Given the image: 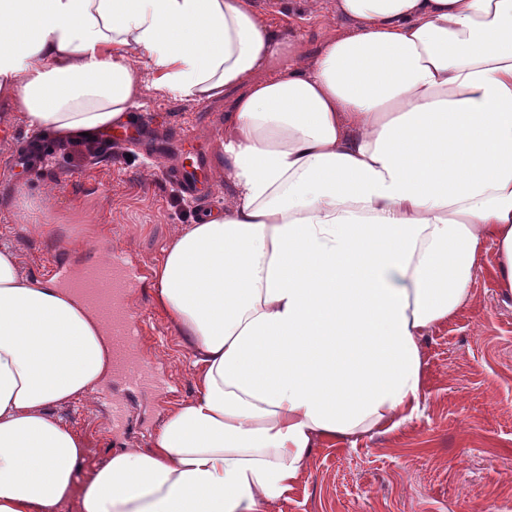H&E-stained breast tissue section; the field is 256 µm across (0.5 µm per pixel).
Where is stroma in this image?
Listing matches in <instances>:
<instances>
[{
    "label": "stroma",
    "instance_id": "stroma-1",
    "mask_svg": "<svg viewBox=\"0 0 512 512\" xmlns=\"http://www.w3.org/2000/svg\"><path fill=\"white\" fill-rule=\"evenodd\" d=\"M330 0H254L280 36L295 35L297 48L313 54L321 36L345 31ZM229 100L194 103L149 96L137 110L138 124L178 136L190 130L202 145L221 146ZM0 242L11 244L25 271L43 276L59 258L79 263L84 245L129 253L153 267L194 207L179 203L160 160L145 151H117L85 167L65 156L36 159L33 169L10 168L12 150L29 135L0 99ZM29 201H48L49 215L62 233L52 244L37 240L18 213L17 185ZM495 255L486 251L473 282V300L424 342L426 406L411 424L388 435L356 443L319 444L294 487L266 512H512V298L494 277ZM131 300L150 330L142 353L170 382L168 390L130 396L132 423H112L117 380L91 399L64 412L75 427L93 433L85 460L93 469L112 449L146 447L171 404L194 391L190 358L155 308L153 289L143 283Z\"/></svg>",
    "mask_w": 512,
    "mask_h": 512
}]
</instances>
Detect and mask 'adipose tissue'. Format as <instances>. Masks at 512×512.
Instances as JSON below:
<instances>
[{
	"label": "adipose tissue",
	"instance_id": "obj_1",
	"mask_svg": "<svg viewBox=\"0 0 512 512\" xmlns=\"http://www.w3.org/2000/svg\"><path fill=\"white\" fill-rule=\"evenodd\" d=\"M310 57L252 0H0V98L27 132L122 127L145 89L229 98L231 205L152 269L194 395L148 447L82 466L60 416L112 374L109 328L0 244V512H264L323 442L417 418L424 339L512 295V0H333Z\"/></svg>",
	"mask_w": 512,
	"mask_h": 512
}]
</instances>
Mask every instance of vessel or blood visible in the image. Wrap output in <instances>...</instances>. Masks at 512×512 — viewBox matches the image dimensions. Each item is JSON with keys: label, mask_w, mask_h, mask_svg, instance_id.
<instances>
[{"label": "vessel or blood", "mask_w": 512, "mask_h": 512, "mask_svg": "<svg viewBox=\"0 0 512 512\" xmlns=\"http://www.w3.org/2000/svg\"><path fill=\"white\" fill-rule=\"evenodd\" d=\"M153 153L165 159L167 173L183 196L203 201L211 195V155L198 146L191 133L174 142L154 141ZM55 273L59 281L79 288L95 313L109 323L113 371L118 380L132 390L162 384V377L138 349L146 334L145 318L128 302L129 293L144 275L142 267L126 254L114 252L107 260L89 262L79 274H72L70 266L62 262Z\"/></svg>", "instance_id": "vessel-or-blood-1"}]
</instances>
